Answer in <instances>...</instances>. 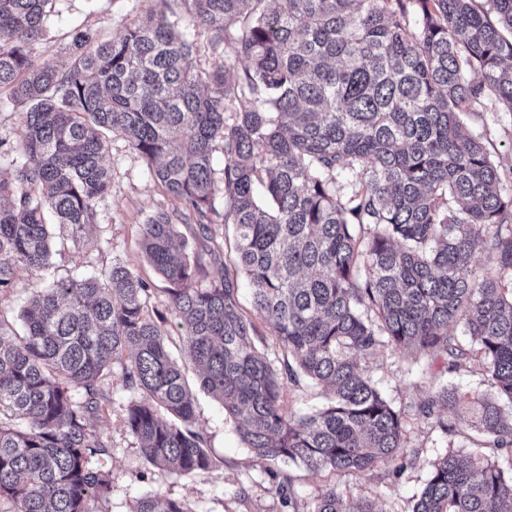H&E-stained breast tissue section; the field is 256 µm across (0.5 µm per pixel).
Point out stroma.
Masks as SVG:
<instances>
[{"mask_svg":"<svg viewBox=\"0 0 512 512\" xmlns=\"http://www.w3.org/2000/svg\"><path fill=\"white\" fill-rule=\"evenodd\" d=\"M154 7V0H57L33 56L36 62L68 68L76 29L90 28L106 38L118 36L146 20ZM464 126L467 133L482 137L502 169H512V112H471ZM104 162L112 173V191L99 203L96 222L84 229L81 243H72L68 230L54 227L56 245L50 271L58 278L81 272L101 274L121 262L149 280L157 301H164L166 284L145 259L140 234L147 215L160 205L174 207L175 202L164 196L146 163L122 139L112 138ZM363 372L387 401L405 414V452L410 462L404 469L389 462L355 476L331 470L312 472L291 461L272 464L258 460L240 442L235 420L221 404L200 392L196 395L195 426L204 430L215 464L208 472L179 476L146 463L124 428L122 415L131 393L121 364L113 363L101 382L105 408L93 421L94 429L112 444L106 461L112 473L109 512H131L146 493L181 501L192 512H281L271 477L275 471L288 474L296 493L306 502L333 486L372 502L376 512H410L434 463L448 451L493 457L503 468L512 467V456L481 447L477 434L457 427L442 430L440 423L448 419L447 410H438L430 418L418 411L420 403L444 386L471 397L489 393L491 387L482 372L452 370L445 356L390 346L380 347L364 364ZM283 400L286 410L311 413L323 408L329 395L302 378L285 383Z\"/></svg>","mask_w":512,"mask_h":512,"instance_id":"35a3bbf8","label":"stroma"}]
</instances>
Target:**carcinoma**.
Returning a JSON list of instances; mask_svg holds the SVG:
<instances>
[{
	"instance_id": "1",
	"label": "carcinoma",
	"mask_w": 512,
	"mask_h": 512,
	"mask_svg": "<svg viewBox=\"0 0 512 512\" xmlns=\"http://www.w3.org/2000/svg\"><path fill=\"white\" fill-rule=\"evenodd\" d=\"M53 2L0 0V105L22 119L0 178V296L18 266L48 268L47 217L74 243L95 222L112 137L179 207H157L141 230L168 283L165 311L121 263L44 279L21 335L0 310V512H107L109 442L92 421L101 378L123 357L134 393L123 426L145 460L179 475L211 469L168 312L201 390L260 460L358 475L402 455L404 414L362 367L384 344L485 373L491 393L445 387L425 409L462 411L484 445L512 447L509 173L462 132L479 106L512 112V0H179L183 28L173 0H156L121 36L76 31L65 70L31 59ZM199 36L245 69L192 70ZM191 222L203 238L180 237ZM215 224L232 226L234 256L211 268L203 254L224 250ZM258 319L284 360L255 347ZM457 325L476 346L448 335ZM300 375L330 387L332 404L286 410L283 385ZM276 493L288 512H374L334 486L303 503L286 476ZM132 512L190 510L146 494ZM412 512H512V472L450 451Z\"/></svg>"
}]
</instances>
